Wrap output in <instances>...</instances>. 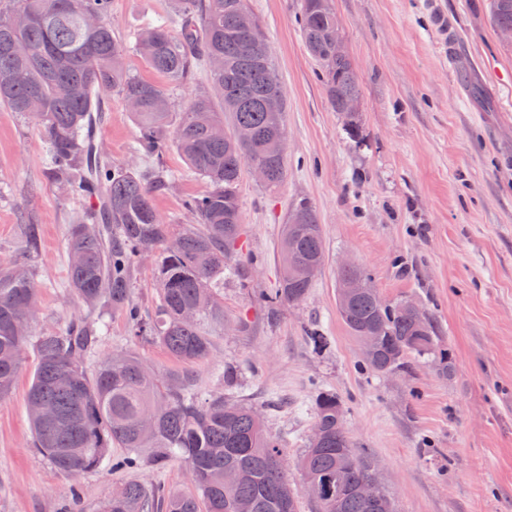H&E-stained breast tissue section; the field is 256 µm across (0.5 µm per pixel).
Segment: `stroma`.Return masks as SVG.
Listing matches in <instances>:
<instances>
[{
	"mask_svg": "<svg viewBox=\"0 0 512 512\" xmlns=\"http://www.w3.org/2000/svg\"><path fill=\"white\" fill-rule=\"evenodd\" d=\"M489 3L333 0L361 86L360 110L349 116L327 101L297 24L299 0H247L287 99L288 171L270 190L243 174L242 254L220 290L224 323L196 364L133 338L124 311L80 303L69 286L67 238L96 203L49 178L34 123L0 109V262L31 260L35 334L65 332L76 318L106 324L89 367L106 352L131 351L162 378L187 375L205 396L244 400L292 458L312 431L318 395L334 393L397 512H512V43L492 26ZM181 10L180 0H112L113 35L134 74L160 82L134 51V35ZM102 107L101 156L145 168L121 95L105 93ZM158 163L169 184L154 194L157 211L176 227L193 223L183 201L207 183L175 144ZM303 198L316 209L325 263L302 302L272 311L259 293L277 283L282 229ZM345 262L366 270L383 299L410 300L434 317L440 355L408 358L396 375L362 368V345L337 311L336 271ZM313 329L323 344L310 340ZM37 362L27 344L0 398V512H98L132 477L193 492L178 462L104 465L79 476L56 470L32 446L26 395Z\"/></svg>",
	"mask_w": 512,
	"mask_h": 512,
	"instance_id": "stroma-1",
	"label": "stroma"
}]
</instances>
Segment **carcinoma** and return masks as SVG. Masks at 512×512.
<instances>
[{
	"label": "carcinoma",
	"instance_id": "carcinoma-1",
	"mask_svg": "<svg viewBox=\"0 0 512 512\" xmlns=\"http://www.w3.org/2000/svg\"><path fill=\"white\" fill-rule=\"evenodd\" d=\"M179 30L144 26L135 46L145 64L170 84H180L198 63L209 68L213 90L223 102L218 112L203 92L169 130L167 88L127 69L108 18L112 0H11L0 10V107L35 121L48 151V170L80 193L96 194L100 208L90 224L72 225L69 236L70 286L87 305L121 308L137 338L160 343L174 359L196 362L210 353L209 331L224 321L216 297L224 272L237 257L242 212L239 191L243 161L267 170L268 189L286 174L284 112L287 99L259 20L242 24L246 0H183ZM491 21L512 27V0H491ZM339 20L332 0H300L299 29L319 68L335 112L360 97L348 53L336 51ZM117 90L138 108L136 153L153 159L173 140L189 170L205 179L204 193L183 201L198 224L180 230L165 223L153 204L164 171L148 176L132 167L108 164L89 136L100 111V96ZM280 103L266 104L272 91ZM251 134L247 141L239 131ZM281 270L276 287L261 294L271 308L303 300L314 279L309 266H323L325 246L314 206L300 199L289 211L279 245ZM155 256L160 304L153 316L131 302V272L145 256ZM36 301L30 270L0 263V397L13 387L29 336ZM352 333L379 337L363 367L387 373L410 356L435 353L433 319L420 321L404 301L386 302L365 288L339 310ZM96 342L86 324L37 339L39 360L28 389V406L47 405L53 415H30L33 447L58 470L78 476L99 468L112 445L126 454L116 469H136L141 451L156 469L179 460L194 473L196 493L147 488L128 480L112 491L101 512H285L297 500L284 461L287 449L268 434L253 406L222 396L203 398L188 380L165 385L130 352L103 357L91 373L85 358ZM312 432L296 468L303 477L326 483L315 512H374L360 494L374 463L351 441L335 394L321 393Z\"/></svg>",
	"mask_w": 512,
	"mask_h": 512
}]
</instances>
